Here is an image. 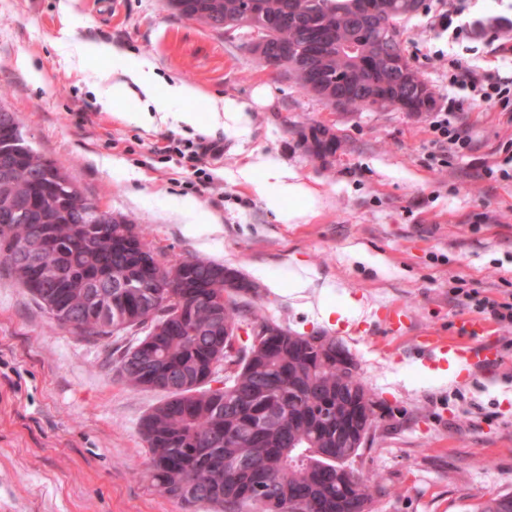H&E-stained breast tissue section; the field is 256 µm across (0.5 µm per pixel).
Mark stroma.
<instances>
[{
  "instance_id": "35a3bbf8",
  "label": "stroma",
  "mask_w": 512,
  "mask_h": 512,
  "mask_svg": "<svg viewBox=\"0 0 512 512\" xmlns=\"http://www.w3.org/2000/svg\"><path fill=\"white\" fill-rule=\"evenodd\" d=\"M246 42L243 32L178 15L167 0H0V106L88 198L129 216L161 264L197 257L235 268L257 286L262 315L347 345L385 409L358 462L385 488L376 512H473L512 492V329L471 337L498 359L458 365L451 380L440 376L450 358L429 360L416 347L424 333L461 338L472 312L451 299L457 281L495 299L512 292V180L484 174L512 155V117L458 113L471 148L441 167L432 113L326 105L282 71L258 67ZM401 42L445 106L448 66L424 58L442 42L422 13L404 23ZM83 44L117 54L78 66ZM141 57L156 65V97L175 82L197 90L195 100L169 104L196 112L197 127L144 126L142 91L113 97ZM220 96L245 104L247 134L208 126V104ZM312 126L337 137L335 155L308 151L300 132ZM165 135L223 139V156L206 167L212 185L155 153ZM260 157L306 181L322 208L297 224L281 220L237 176ZM184 199L195 209H180ZM193 224L206 234H192ZM393 306L409 315L403 328L388 322ZM137 338L73 334L0 265V512H221L186 508L144 475L140 424L163 395L128 386L114 367Z\"/></svg>"
}]
</instances>
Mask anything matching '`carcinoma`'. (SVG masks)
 <instances>
[{
	"instance_id": "1",
	"label": "carcinoma",
	"mask_w": 512,
	"mask_h": 512,
	"mask_svg": "<svg viewBox=\"0 0 512 512\" xmlns=\"http://www.w3.org/2000/svg\"><path fill=\"white\" fill-rule=\"evenodd\" d=\"M303 2L317 5V22H331L339 48L323 60L310 54L304 14L268 33V45L288 56L284 71L302 89L333 106L336 79L342 78L352 93V110L382 109L381 101L397 95L423 106L417 89L426 81L400 43L388 44L377 31L348 50L370 19L356 12L355 0ZM372 2L397 30L410 17L401 11L402 0L360 5ZM168 5L216 31L226 20L241 21L239 0H168ZM308 68L316 71L312 85L299 75ZM301 137L306 144L314 140L313 155L319 158L336 153V137L324 127L303 130ZM60 179L69 176L35 149L0 171V213L15 200L31 206L28 222L0 229V264L57 324L65 326L67 317H74L71 331L78 336L147 329L115 370L134 387L166 393L141 423L153 484L189 507L217 504L224 512H375L382 487L348 465L361 449L336 446V428L321 426L322 412L338 408L359 413L356 424L365 431L379 420L373 408L359 405L351 370L336 367V337L300 334L270 322L247 299L257 295L251 284L234 292L224 287L222 263L160 264L124 215L103 212L112 233L77 240L74 221L59 213L74 214L88 198L80 190L56 194ZM35 224L54 225V258L70 271L68 287L40 281L31 272ZM175 267L183 272V283L170 288ZM247 321L261 331L236 349L233 326Z\"/></svg>"
}]
</instances>
